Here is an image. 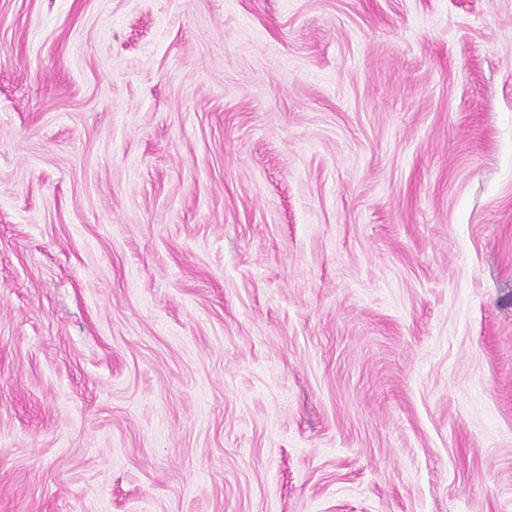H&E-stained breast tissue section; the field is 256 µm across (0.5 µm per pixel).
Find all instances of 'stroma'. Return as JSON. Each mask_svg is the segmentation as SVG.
<instances>
[{
  "label": "stroma",
  "mask_w": 512,
  "mask_h": 512,
  "mask_svg": "<svg viewBox=\"0 0 512 512\" xmlns=\"http://www.w3.org/2000/svg\"><path fill=\"white\" fill-rule=\"evenodd\" d=\"M0 512H512V0H0Z\"/></svg>",
  "instance_id": "obj_1"
}]
</instances>
